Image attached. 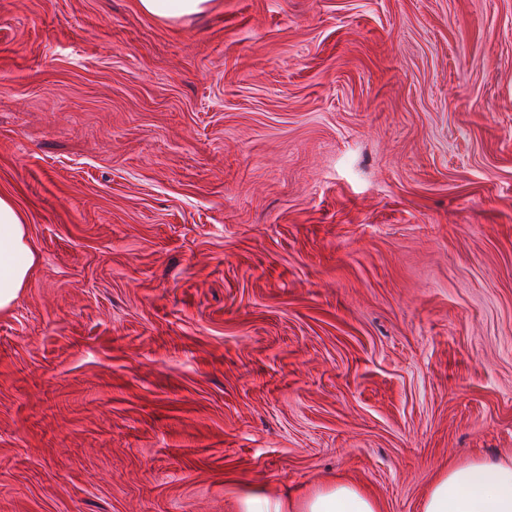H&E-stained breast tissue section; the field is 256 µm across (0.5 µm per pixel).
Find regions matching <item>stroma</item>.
<instances>
[{
	"mask_svg": "<svg viewBox=\"0 0 512 512\" xmlns=\"http://www.w3.org/2000/svg\"><path fill=\"white\" fill-rule=\"evenodd\" d=\"M0 196V512L512 451V0H0ZM212 0H139L142 11L159 19H180L198 15L211 6ZM35 263L24 214L10 198L0 196V312L12 307Z\"/></svg>",
	"mask_w": 512,
	"mask_h": 512,
	"instance_id": "35a3bbf8",
	"label": "stroma"
}]
</instances>
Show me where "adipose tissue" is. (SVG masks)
<instances>
[{
  "label": "adipose tissue",
  "instance_id": "1",
  "mask_svg": "<svg viewBox=\"0 0 512 512\" xmlns=\"http://www.w3.org/2000/svg\"><path fill=\"white\" fill-rule=\"evenodd\" d=\"M35 263L24 214L10 198L0 196V312L12 307ZM238 506L239 512H380L378 501L362 488L336 482L286 500L250 492ZM420 512H512V454L470 459L439 471Z\"/></svg>",
  "mask_w": 512,
  "mask_h": 512
}]
</instances>
